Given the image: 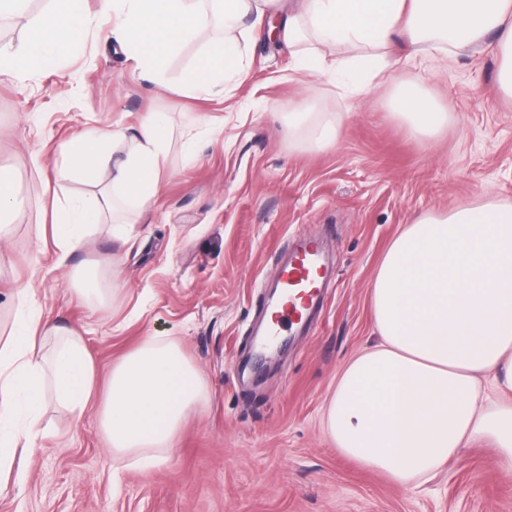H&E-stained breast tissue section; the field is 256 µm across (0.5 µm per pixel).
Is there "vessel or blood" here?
<instances>
[{"mask_svg": "<svg viewBox=\"0 0 512 512\" xmlns=\"http://www.w3.org/2000/svg\"><path fill=\"white\" fill-rule=\"evenodd\" d=\"M326 276L318 246L308 239L297 240L279 271L278 283L287 287L289 294L282 311L270 317L268 334H275L277 329L285 327L289 315L307 319L318 303Z\"/></svg>", "mask_w": 512, "mask_h": 512, "instance_id": "vessel-or-blood-1", "label": "vessel or blood"}]
</instances>
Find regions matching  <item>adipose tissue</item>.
Here are the masks:
<instances>
[{
    "label": "adipose tissue",
    "instance_id": "1",
    "mask_svg": "<svg viewBox=\"0 0 512 512\" xmlns=\"http://www.w3.org/2000/svg\"><path fill=\"white\" fill-rule=\"evenodd\" d=\"M26 3L0 0V15L26 22L23 41L0 49V75L16 79L49 66L50 48L76 42L89 23L82 0H54L36 22L26 21ZM273 14L300 71L313 45L345 49L317 69L345 91L381 80L402 35L418 52H496L498 87L512 99V0H112V37L153 75L194 28L219 18L222 40L201 58L188 90L221 97L246 74L244 19L262 27ZM390 106L416 136L436 134L450 119L412 80ZM171 123L168 114L149 113L117 163L109 146L124 139L119 128L62 145L66 176L101 191L54 203L51 231L38 239L51 241L57 267L113 211L114 191L134 198L149 218ZM288 130L307 131L309 150L319 152L335 142L339 124L317 119L303 102L289 113ZM370 301L379 341L343 368L325 411L338 451L404 486L458 456L464 442L487 438L511 472L512 402L490 400L478 377L490 375L498 391H512V202L487 198L406 225L377 268ZM15 309L16 329L0 345V477L40 435L45 388L79 413L97 405L103 438L118 457L174 447L206 400V380L180 344L154 337L113 362L106 396L94 402L96 368L83 336L43 320L30 289L18 290Z\"/></svg>",
    "mask_w": 512,
    "mask_h": 512
}]
</instances>
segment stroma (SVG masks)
I'll return each mask as SVG.
<instances>
[{
  "instance_id": "stroma-1",
  "label": "stroma",
  "mask_w": 512,
  "mask_h": 512,
  "mask_svg": "<svg viewBox=\"0 0 512 512\" xmlns=\"http://www.w3.org/2000/svg\"><path fill=\"white\" fill-rule=\"evenodd\" d=\"M103 7L83 0L92 22L56 67L21 83L0 76V175L25 200L0 217V343L28 284L54 324L84 336L100 381L113 360L161 336L201 370L208 402L162 462L140 465L113 460L96 408L79 416L47 395L23 481L0 480V512H512V474L488 442L402 487L342 456L323 425L341 369L374 338L369 290L393 237L427 211L485 194L512 201V101L496 84V57L400 48L389 80L344 97L260 32L245 78L211 99L182 88L218 27L196 29L150 83L113 43ZM414 77L452 114L439 134L415 137L392 113L394 88ZM303 98L339 120L333 147L289 138L282 119ZM151 112L174 119L152 222L138 223L136 203L123 200L117 220L133 226L123 248L101 233L54 268L36 238L53 199L100 190L61 176V145ZM300 236L332 266L327 298L315 324L289 328L259 377L248 369L254 331ZM107 260L124 288L93 307L73 293L71 272Z\"/></svg>"
}]
</instances>
